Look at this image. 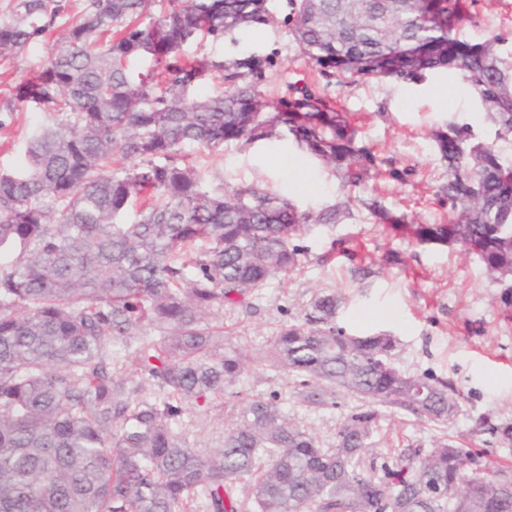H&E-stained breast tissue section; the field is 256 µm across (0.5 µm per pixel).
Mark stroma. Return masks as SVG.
<instances>
[{"mask_svg": "<svg viewBox=\"0 0 512 512\" xmlns=\"http://www.w3.org/2000/svg\"><path fill=\"white\" fill-rule=\"evenodd\" d=\"M268 5L274 23L252 27L232 41L204 42L198 55L272 56L274 65L262 92L283 94L291 82L315 85L357 125V141L374 153L376 167L364 184L349 188L287 137L213 151L184 147L186 160L209 185L241 189L257 184L303 210L341 204L352 212L351 219L314 226L298 237L304 250L300 266L261 289L249 305L225 310L227 346L259 358L281 325L303 312L317 291L334 290L341 298L337 326L358 336H393L394 363L400 370L451 381L460 392V409L445 427L381 409L374 436L378 453L386 457L394 450L427 448L448 435L480 453L491 467L512 471V443H504L493 431L494 426L512 424V318L505 314L507 304H512V288L491 280L480 259L458 247L421 246L381 232L366 207L375 199L410 223L446 221L442 187L448 171L432 133L450 123L466 124L475 141L489 144L495 140V123L454 72L443 70L410 84L390 79L349 83L319 76L289 30L287 0H268ZM83 7V0H69L67 12L43 41L0 60V101L22 77L45 63ZM471 13L465 38L481 41L501 35L502 54H512V0H477ZM44 120L43 113L31 109L14 113L11 124L0 129V170L25 166V141ZM357 258L371 266L372 277L362 281L353 276ZM244 387L254 395L278 392L283 407L312 426L325 443L334 441L340 420L357 405L342 394L336 407L307 410L297 403L288 379L259 361ZM233 410L232 402L222 399L187 408L176 430L191 447H220L224 420Z\"/></svg>", "mask_w": 512, "mask_h": 512, "instance_id": "35a3bbf8", "label": "stroma"}]
</instances>
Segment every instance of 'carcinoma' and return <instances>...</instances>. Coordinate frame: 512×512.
<instances>
[{
    "label": "carcinoma",
    "mask_w": 512,
    "mask_h": 512,
    "mask_svg": "<svg viewBox=\"0 0 512 512\" xmlns=\"http://www.w3.org/2000/svg\"><path fill=\"white\" fill-rule=\"evenodd\" d=\"M303 53L328 77L423 80L453 68L512 142V63L501 36L459 38L468 0H288ZM66 9L14 0L0 58L23 52ZM273 17L267 0H86L46 63L0 103V128L31 107L55 115L26 142L27 166L0 172V512H512V482L481 456L437 440L374 455L378 408L446 425L450 382L393 364L396 340L336 328L322 291L284 323L264 361L298 403L362 402L329 447L280 395L240 382L254 357L212 324L299 266L297 237L350 216L301 210L258 185L205 188L184 161L206 149L290 136L357 187L375 164L357 130L305 84L267 99L268 55L196 58ZM150 62L134 75L131 60ZM209 80L218 89L198 91ZM448 168V221L407 224L376 201L385 229L420 245H458L490 276L512 273V162L450 123L432 133ZM133 221L117 222L134 202ZM235 402L224 444L196 451L174 432L187 407Z\"/></svg>",
    "instance_id": "1"
}]
</instances>
